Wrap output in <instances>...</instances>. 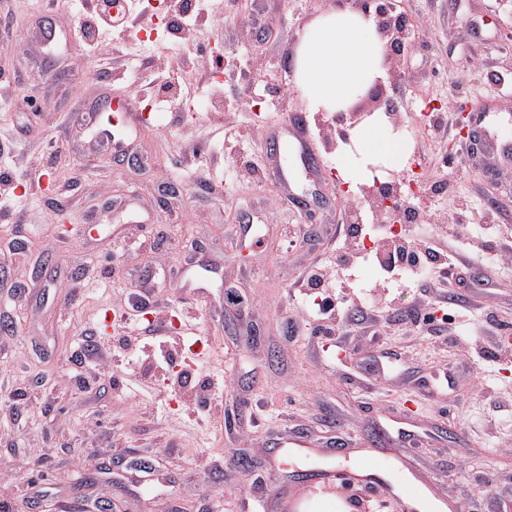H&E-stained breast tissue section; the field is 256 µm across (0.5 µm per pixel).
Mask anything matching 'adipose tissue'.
Instances as JSON below:
<instances>
[{
	"label": "adipose tissue",
	"mask_w": 512,
	"mask_h": 512,
	"mask_svg": "<svg viewBox=\"0 0 512 512\" xmlns=\"http://www.w3.org/2000/svg\"><path fill=\"white\" fill-rule=\"evenodd\" d=\"M385 42L374 18L346 7L329 10L305 29L296 50V86L312 111L335 112L385 80ZM339 177L351 185L384 180L406 166L411 150L385 116L362 122L337 150Z\"/></svg>",
	"instance_id": "1"
}]
</instances>
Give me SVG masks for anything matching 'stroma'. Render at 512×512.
I'll use <instances>...</instances> for the list:
<instances>
[{
  "mask_svg": "<svg viewBox=\"0 0 512 512\" xmlns=\"http://www.w3.org/2000/svg\"><path fill=\"white\" fill-rule=\"evenodd\" d=\"M350 0H214L189 38L167 28L175 0H144L137 41L111 51L119 29L101 16L106 47L70 43L45 80L32 18L35 0H0V68L23 81L0 91V171L20 189L0 196V499L20 512H283L304 463L273 459L284 438L331 448L351 435L402 432L412 479L436 482L462 512L512 505V244L495 249L480 281L451 293L397 289L376 311L375 263L356 258L352 311L322 337L315 301L295 281L326 232L374 211L362 188L341 184L340 137L309 111L292 59L306 25ZM421 24L382 83L396 130L411 139L421 181L450 182L472 204L471 235L512 228V160L469 154L457 116L475 105L512 133V0H379ZM194 63L186 102L145 84ZM156 113L131 140L133 166L113 160L69 125L70 108L114 97ZM302 117L322 165L271 152L270 133ZM444 117L447 132L430 137ZM237 128L235 152L224 131ZM287 164L283 182L253 175L246 157ZM50 182H39L43 171ZM69 231L54 222L58 206ZM243 298L228 304L226 292ZM143 305L138 328L104 320ZM385 322L379 344L370 335ZM232 333H225V323ZM476 338L465 339L469 329ZM161 337L165 379L134 367L128 333ZM216 384L213 414L175 385L184 366ZM252 466H234L238 457ZM42 460L28 473L31 458ZM328 512H397L374 483L353 496L334 487Z\"/></svg>",
  "mask_w": 512,
  "mask_h": 512,
  "instance_id": "stroma-1",
  "label": "stroma"
}]
</instances>
